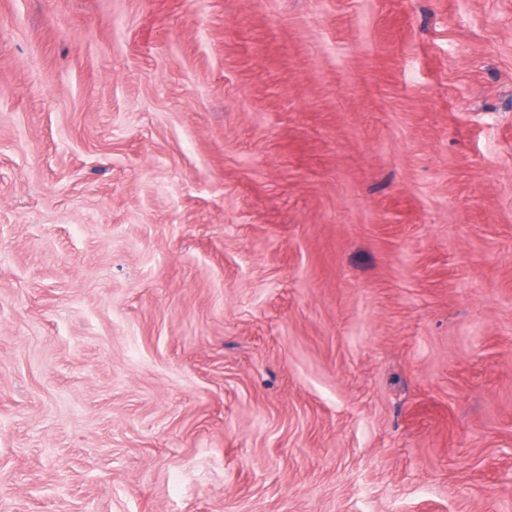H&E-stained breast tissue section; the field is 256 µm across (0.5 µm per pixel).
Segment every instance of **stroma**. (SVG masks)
I'll return each mask as SVG.
<instances>
[{"instance_id": "stroma-1", "label": "stroma", "mask_w": 512, "mask_h": 512, "mask_svg": "<svg viewBox=\"0 0 512 512\" xmlns=\"http://www.w3.org/2000/svg\"><path fill=\"white\" fill-rule=\"evenodd\" d=\"M0 512H512V0H0Z\"/></svg>"}]
</instances>
